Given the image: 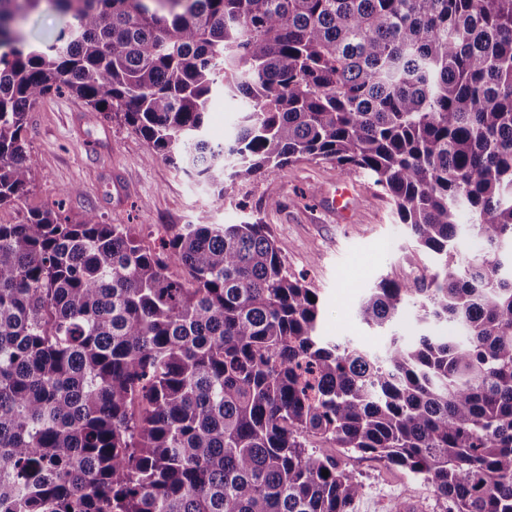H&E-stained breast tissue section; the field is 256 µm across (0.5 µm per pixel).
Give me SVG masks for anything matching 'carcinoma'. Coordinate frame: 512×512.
I'll use <instances>...</instances> for the list:
<instances>
[{
	"mask_svg": "<svg viewBox=\"0 0 512 512\" xmlns=\"http://www.w3.org/2000/svg\"><path fill=\"white\" fill-rule=\"evenodd\" d=\"M70 17L44 47L29 14ZM66 92L186 175L247 184L304 159L368 173L438 271L381 280L370 327L420 299L464 331L327 340L268 225L0 224V512H350L334 448L512 512V0H0V209L38 172L28 112ZM244 103L205 137L219 93ZM483 248L456 260L463 213ZM329 471L323 476L322 471Z\"/></svg>",
	"mask_w": 512,
	"mask_h": 512,
	"instance_id": "carcinoma-1",
	"label": "carcinoma"
}]
</instances>
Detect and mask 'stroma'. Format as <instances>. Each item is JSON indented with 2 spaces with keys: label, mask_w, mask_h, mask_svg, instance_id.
Segmentation results:
<instances>
[{
  "label": "stroma",
  "mask_w": 512,
  "mask_h": 512,
  "mask_svg": "<svg viewBox=\"0 0 512 512\" xmlns=\"http://www.w3.org/2000/svg\"><path fill=\"white\" fill-rule=\"evenodd\" d=\"M27 155L38 180L25 209L59 208L73 221L92 211L103 223L129 225L146 246L174 224H236L250 214L269 225L289 273L317 292L324 336L380 355L391 336L409 343L418 331L437 330L419 324L413 302L385 329L368 327L357 314L381 279L406 281L435 268L365 172L348 176L325 161H301L228 189L218 209L208 185L175 168L117 118L66 93L46 97L30 112ZM345 180L354 184L355 200L351 222L342 224L322 196ZM241 200L246 210L238 209ZM336 458L363 484L351 512H392L403 501L416 503L419 512H446L432 485L406 469L341 448Z\"/></svg>",
  "instance_id": "35a3bbf8"
}]
</instances>
